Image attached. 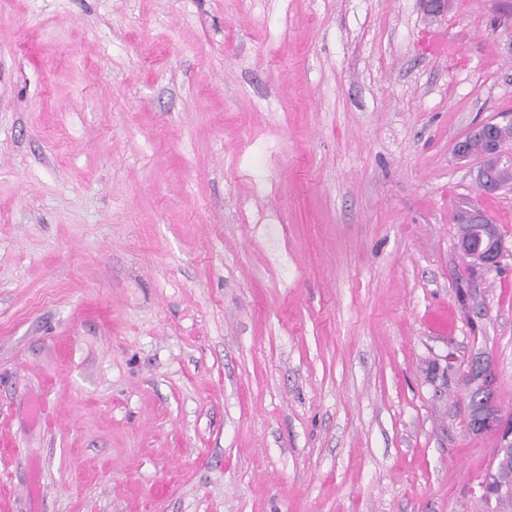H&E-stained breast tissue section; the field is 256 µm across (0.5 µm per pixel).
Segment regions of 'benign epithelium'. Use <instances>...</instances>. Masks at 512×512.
Masks as SVG:
<instances>
[{"label":"benign epithelium","mask_w":512,"mask_h":512,"mask_svg":"<svg viewBox=\"0 0 512 512\" xmlns=\"http://www.w3.org/2000/svg\"><path fill=\"white\" fill-rule=\"evenodd\" d=\"M512 138V114L502 113L498 119L483 121L471 130L455 145V155L460 161H479L475 167V181L484 194H495L503 190L498 178V169L512 168V152L500 153L498 146L504 139ZM497 152V166L489 168L481 163L483 155L475 152V145ZM459 225L458 248L462 255L471 258L477 266L492 268L499 265L504 256L503 241L498 225L481 209L471 207L462 211L456 218ZM471 387L470 396L474 397L469 407V428L481 434L490 433L497 438V458L502 460L512 453V426L502 414L493 389V373L490 360L484 355L474 357L466 374ZM508 483L500 478L499 470L487 471L480 489L486 503L493 496L503 495Z\"/></svg>","instance_id":"benign-epithelium-1"}]
</instances>
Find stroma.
<instances>
[{"mask_svg": "<svg viewBox=\"0 0 512 512\" xmlns=\"http://www.w3.org/2000/svg\"><path fill=\"white\" fill-rule=\"evenodd\" d=\"M501 112L512 0H0V512H512ZM512 138V114L502 113L498 119L487 122L486 120L476 124L471 130L460 139L455 145V155L458 160L470 162L482 161L475 167V181L479 190L484 194H495L503 190L501 182L512 189V151L508 153L497 154V166L487 167L484 162L494 166V158H489L483 162V155L475 152L474 144L487 150L498 152V146L503 139ZM510 168L501 169L499 168ZM499 177V178H498ZM501 180V181H500ZM459 225L458 248L462 255L478 267L492 268L504 256L503 241L497 224L478 207L462 211L456 218ZM466 377L470 399L474 397L469 407V428L477 434L495 435L497 458L502 460L512 453V426L497 403L490 360L485 355L474 357ZM507 486L508 483H506V481L501 480L499 470L491 469L484 474L479 487L482 491V497L485 500L486 504H490L495 494H505V492L507 491ZM496 487H498V491L495 490Z\"/></svg>", "mask_w": 512, "mask_h": 512, "instance_id": "obj_1", "label": "stroma"}]
</instances>
